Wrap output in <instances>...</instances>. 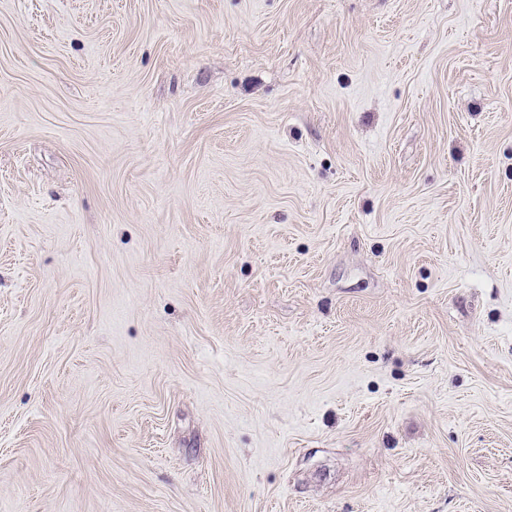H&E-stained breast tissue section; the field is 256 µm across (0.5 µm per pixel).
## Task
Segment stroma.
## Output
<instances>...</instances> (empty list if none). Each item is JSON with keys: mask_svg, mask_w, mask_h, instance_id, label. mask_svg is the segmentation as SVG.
Here are the masks:
<instances>
[{"mask_svg": "<svg viewBox=\"0 0 512 512\" xmlns=\"http://www.w3.org/2000/svg\"><path fill=\"white\" fill-rule=\"evenodd\" d=\"M0 512H512V0H0Z\"/></svg>", "mask_w": 512, "mask_h": 512, "instance_id": "stroma-1", "label": "stroma"}]
</instances>
